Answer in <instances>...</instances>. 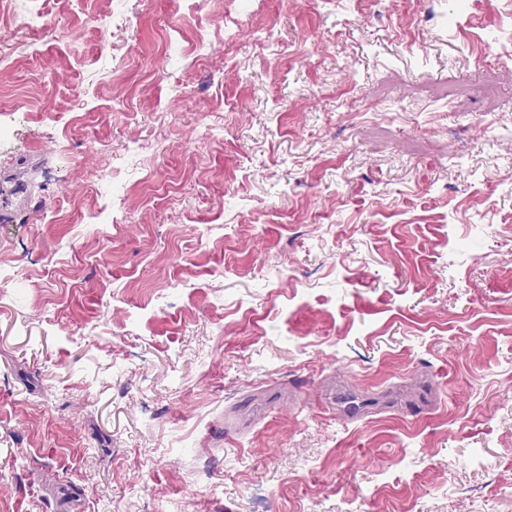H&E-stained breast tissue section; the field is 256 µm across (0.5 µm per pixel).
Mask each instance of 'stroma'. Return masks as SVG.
Instances as JSON below:
<instances>
[{
  "instance_id": "stroma-1",
  "label": "stroma",
  "mask_w": 512,
  "mask_h": 512,
  "mask_svg": "<svg viewBox=\"0 0 512 512\" xmlns=\"http://www.w3.org/2000/svg\"><path fill=\"white\" fill-rule=\"evenodd\" d=\"M0 512H512V0H7Z\"/></svg>"
}]
</instances>
